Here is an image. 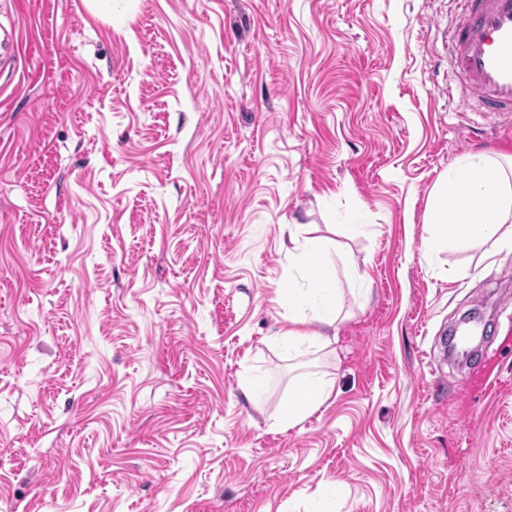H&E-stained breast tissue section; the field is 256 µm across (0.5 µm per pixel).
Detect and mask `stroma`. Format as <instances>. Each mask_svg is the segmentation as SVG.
<instances>
[{"label":"stroma","mask_w":512,"mask_h":512,"mask_svg":"<svg viewBox=\"0 0 512 512\" xmlns=\"http://www.w3.org/2000/svg\"><path fill=\"white\" fill-rule=\"evenodd\" d=\"M457 19L0 0V512H512V254L426 244L456 158L512 155ZM292 224L357 264L326 347L278 338ZM333 386L331 380L322 377L301 378L293 389L294 399L281 419L283 426L291 427L319 409L329 400Z\"/></svg>","instance_id":"stroma-1"}]
</instances>
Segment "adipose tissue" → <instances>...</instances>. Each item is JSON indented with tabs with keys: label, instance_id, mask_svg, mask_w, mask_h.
<instances>
[{
	"label": "adipose tissue",
	"instance_id": "obj_1",
	"mask_svg": "<svg viewBox=\"0 0 512 512\" xmlns=\"http://www.w3.org/2000/svg\"><path fill=\"white\" fill-rule=\"evenodd\" d=\"M430 248L482 247L483 259L512 252V156L476 151L461 155L447 174L437 180L426 207ZM289 268L305 271L306 289L292 288L288 300L303 304L326 295L337 286V267L354 270L355 261L341 244L303 225L288 228ZM332 381L317 376L301 378L294 399L281 419L290 427L324 405Z\"/></svg>",
	"mask_w": 512,
	"mask_h": 512
}]
</instances>
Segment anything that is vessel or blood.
Wrapping results in <instances>:
<instances>
[{"label": "vessel or blood", "instance_id": "vessel-or-blood-1", "mask_svg": "<svg viewBox=\"0 0 512 512\" xmlns=\"http://www.w3.org/2000/svg\"><path fill=\"white\" fill-rule=\"evenodd\" d=\"M460 20L449 34L451 68L482 112L512 127V0H460Z\"/></svg>", "mask_w": 512, "mask_h": 512}]
</instances>
